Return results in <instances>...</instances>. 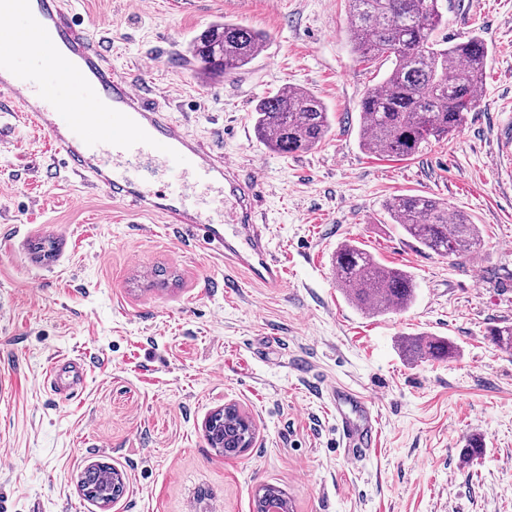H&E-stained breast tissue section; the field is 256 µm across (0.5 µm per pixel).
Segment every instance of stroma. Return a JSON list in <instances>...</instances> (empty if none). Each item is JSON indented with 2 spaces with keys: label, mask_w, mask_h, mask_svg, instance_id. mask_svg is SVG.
I'll return each mask as SVG.
<instances>
[{
  "label": "stroma",
  "mask_w": 512,
  "mask_h": 512,
  "mask_svg": "<svg viewBox=\"0 0 512 512\" xmlns=\"http://www.w3.org/2000/svg\"><path fill=\"white\" fill-rule=\"evenodd\" d=\"M120 71L141 72L170 117L258 167L259 202L286 286L272 292L177 228L61 174L23 112L0 102V512H253L273 485L291 512H512V0H441L438 36L479 35L491 51L475 112L451 140L398 160L366 153L359 101L390 70L348 42L346 0H72ZM265 31L266 50L233 78L198 75L188 45L213 22ZM320 98L330 136L281 155L254 134L256 101L284 85ZM399 194L444 200L483 237L457 261L392 224ZM362 244L417 282L411 308L382 316L339 292L332 255ZM448 338L447 360L406 357L404 334ZM80 358L82 389L54 393L53 358ZM369 395L381 439L343 455L326 385ZM233 403L254 421L251 448L209 445L206 418ZM482 455H463L469 435ZM125 479L108 510L86 500L83 469Z\"/></svg>",
  "instance_id": "35a3bbf8"
}]
</instances>
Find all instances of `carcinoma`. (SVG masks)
<instances>
[{"label":"carcinoma","instance_id":"1","mask_svg":"<svg viewBox=\"0 0 512 512\" xmlns=\"http://www.w3.org/2000/svg\"><path fill=\"white\" fill-rule=\"evenodd\" d=\"M348 31L354 49L368 60H391L393 68L364 94L359 105V136L369 153L409 158L434 140L458 134L467 114L479 105L490 50L474 34L449 44L436 38L443 23L439 0H347ZM268 35L247 24L224 20L211 24L190 44L191 61L215 79L250 65ZM257 139L280 154L308 152L332 131L330 113L310 91L283 87L257 101L253 110ZM394 224L421 247L443 257L466 258L481 246L477 225L452 214L448 203L420 195H398L386 203ZM336 287L352 306L372 316L406 310L416 299L413 276L381 264L356 241H345L332 256ZM501 349L512 350V326L490 331ZM404 354L413 359L455 356L453 343L440 336H404ZM207 430L216 450L242 452L239 432L249 417L238 409L211 416ZM114 471L105 464L87 467L80 487L102 506L112 502Z\"/></svg>","mask_w":512,"mask_h":512}]
</instances>
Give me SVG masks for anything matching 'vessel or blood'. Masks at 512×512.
<instances>
[{
    "mask_svg": "<svg viewBox=\"0 0 512 512\" xmlns=\"http://www.w3.org/2000/svg\"><path fill=\"white\" fill-rule=\"evenodd\" d=\"M4 41L32 54L35 65L23 68L11 57L0 62V100L17 105L48 135L63 168L112 199L132 202L142 213L179 225L200 249L224 256L252 282L271 291L285 286L284 269L268 248V227L256 209L262 174L170 121L139 78L112 68L106 50L68 0H0V43ZM72 83L85 90V97L61 100L60 86ZM105 114L110 117L106 125L101 122ZM155 159L178 171L177 185H154L149 163ZM197 187L220 190L222 214L190 206L189 194ZM82 376L80 365L59 356L45 379L55 386L65 378L74 387ZM328 398L349 459L378 446L380 422L368 397L333 385Z\"/></svg>",
    "mask_w": 512,
    "mask_h": 512,
    "instance_id": "1",
    "label": "vessel or blood"
}]
</instances>
